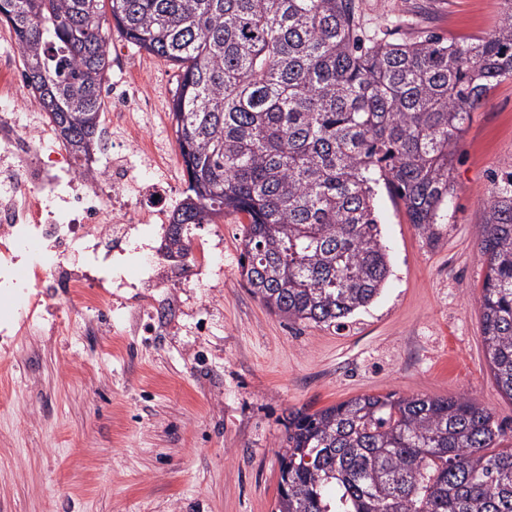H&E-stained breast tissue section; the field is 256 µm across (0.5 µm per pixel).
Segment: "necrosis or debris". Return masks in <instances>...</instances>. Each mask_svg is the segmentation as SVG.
Returning <instances> with one entry per match:
<instances>
[{"instance_id": "necrosis-or-debris-1", "label": "necrosis or debris", "mask_w": 512, "mask_h": 512, "mask_svg": "<svg viewBox=\"0 0 512 512\" xmlns=\"http://www.w3.org/2000/svg\"><path fill=\"white\" fill-rule=\"evenodd\" d=\"M47 122L24 127L0 115V270L11 269L20 247L48 234L56 251L46 266H33L30 277L42 280L44 267L55 272L54 285L63 296L82 298L86 310L99 312L107 300L94 291L84 273L67 268L63 254L70 243L97 250V240L116 225L128 223L137 208L126 191L131 157H146L150 144L143 137H114L111 126L100 133V152L112 159V176L104 178L96 160L77 167L63 144L45 150L42 140L54 136Z\"/></svg>"}]
</instances>
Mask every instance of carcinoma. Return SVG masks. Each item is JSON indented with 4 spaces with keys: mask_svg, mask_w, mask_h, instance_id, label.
<instances>
[{
    "mask_svg": "<svg viewBox=\"0 0 512 512\" xmlns=\"http://www.w3.org/2000/svg\"><path fill=\"white\" fill-rule=\"evenodd\" d=\"M470 41L364 35L359 0H0L23 77L77 166L97 145L109 40L179 71L173 119L184 227L247 218L241 276L290 323L341 327L390 268L380 186L429 240L448 223L452 147L512 81V0ZM486 359L512 399V171L480 230ZM466 396L360 395L288 414L276 512H512V449Z\"/></svg>",
    "mask_w": 512,
    "mask_h": 512,
    "instance_id": "cac0c4a2",
    "label": "carcinoma"
}]
</instances>
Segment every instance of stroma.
I'll return each instance as SVG.
<instances>
[{"instance_id": "35a3bbf8", "label": "stroma", "mask_w": 512, "mask_h": 512, "mask_svg": "<svg viewBox=\"0 0 512 512\" xmlns=\"http://www.w3.org/2000/svg\"><path fill=\"white\" fill-rule=\"evenodd\" d=\"M368 29L412 40L491 33L503 0H362ZM110 83L144 81L130 122L153 139L164 186L186 188L172 125L177 70L111 40ZM454 195L438 240L403 202L376 208L390 276L344 329L288 323L255 297L239 258L243 216L187 230L170 258L166 232L126 236L121 262L175 268L176 284L117 288L99 266L93 314L51 278L0 288V512H274L288 414L363 394L468 395L512 448V400L484 354L478 229L493 181L512 170V82L476 108L453 148ZM206 269H199V262Z\"/></svg>"}]
</instances>
